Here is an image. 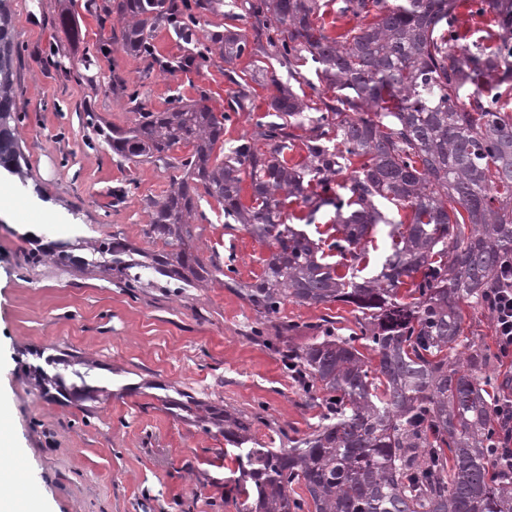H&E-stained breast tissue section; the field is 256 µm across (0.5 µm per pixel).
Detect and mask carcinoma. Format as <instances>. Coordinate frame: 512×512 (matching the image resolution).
Returning a JSON list of instances; mask_svg holds the SVG:
<instances>
[{
  "instance_id": "carcinoma-1",
  "label": "carcinoma",
  "mask_w": 512,
  "mask_h": 512,
  "mask_svg": "<svg viewBox=\"0 0 512 512\" xmlns=\"http://www.w3.org/2000/svg\"><path fill=\"white\" fill-rule=\"evenodd\" d=\"M222 5L196 0L197 15L168 0L107 8L117 10L130 56L150 55L155 28L174 31L185 50L160 62L166 72L199 71L216 57L276 60L288 81L273 79L277 94L252 134L224 148V122L252 98L233 77L227 112L202 94L162 111L139 100L126 128L104 129L88 113L117 155L181 171L144 229L161 248L105 236L50 243L33 260L99 269L124 288L152 285L147 270L182 288L222 283L274 325L271 346L321 414L278 449L253 437L256 414L214 407L198 415L233 446L239 477L224 503L237 512H512V468L495 453L509 421L498 408L508 379L462 327V305L490 311L489 291L507 287L502 266L512 262V114L498 105L499 88L512 82V0H470L471 14L493 16L496 52L456 49L462 0H342L340 14L355 25L337 37L315 22L319 0H232L228 17L252 33L202 29L199 15ZM16 48L0 2V167L21 176L27 158L11 128ZM308 59L338 91L319 98L314 116L290 84ZM297 140L306 157L291 164ZM182 147L189 153L174 156ZM355 158L359 169L336 183ZM205 196L226 224L242 225L267 249L255 282L237 281L233 261L204 256L197 221ZM290 198L308 209L309 224L334 209L336 236L316 241L288 223ZM381 200L410 209L409 221L390 218ZM380 224L391 227L392 252L364 277L368 237ZM288 302H342L355 329L343 336L325 319L299 338L296 324L276 322Z\"/></svg>"
}]
</instances>
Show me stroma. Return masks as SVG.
<instances>
[{
  "label": "stroma",
  "mask_w": 512,
  "mask_h": 512,
  "mask_svg": "<svg viewBox=\"0 0 512 512\" xmlns=\"http://www.w3.org/2000/svg\"><path fill=\"white\" fill-rule=\"evenodd\" d=\"M62 3L8 0L18 43L15 137L29 166L23 181L0 174L9 207L0 215V417L11 438L0 463L24 465L29 481L17 500L38 512H236L224 504V480L236 465L224 453L223 433L198 427L174 399L183 393L258 413L255 436L270 448L287 447L320 415L278 352L253 337L255 312L218 283L182 290L160 277L131 290L105 273L33 262L31 253L51 241L105 235L143 246L149 203L170 187L173 170L113 153L87 126L85 111L126 127L135 118L131 94L162 110L174 97L194 100L204 91L222 112L231 68L252 87L253 105L225 123L230 146L268 111L270 78L280 66L268 59L258 68L245 56L231 67L217 59L173 75L159 66L181 51L172 32L156 29L154 57L136 58L121 49L114 14L82 10L74 43L58 26ZM458 18L462 47L497 45L491 15L462 6ZM88 55L95 64L87 70L78 60ZM201 209L206 252L234 258L237 280H256L265 249L244 230L227 228L216 202ZM49 214L54 222L41 237L26 233ZM279 317L297 323L302 336L326 317L340 328L353 325L342 303H288ZM78 371L101 388L100 399L75 402L45 390L39 378L58 372L71 383Z\"/></svg>",
  "instance_id": "35a3bbf8"
}]
</instances>
